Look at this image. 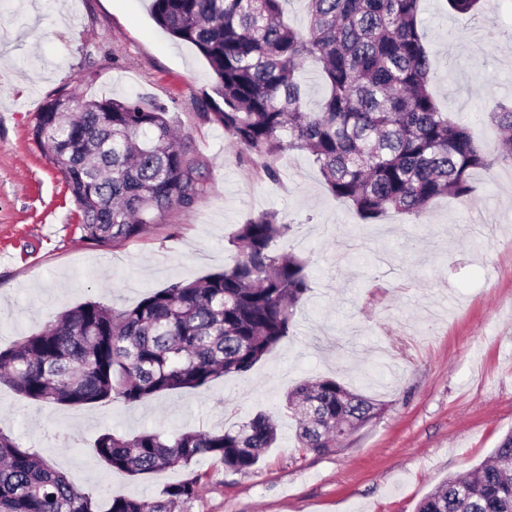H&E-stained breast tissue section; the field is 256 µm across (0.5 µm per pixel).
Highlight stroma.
I'll return each mask as SVG.
<instances>
[{"instance_id":"stroma-1","label":"stroma","mask_w":512,"mask_h":512,"mask_svg":"<svg viewBox=\"0 0 512 512\" xmlns=\"http://www.w3.org/2000/svg\"><path fill=\"white\" fill-rule=\"evenodd\" d=\"M419 18L441 110L493 150L485 103L512 100V43L490 42L446 0H422ZM212 79L199 51L155 22L151 0H0V348L87 299L120 309L223 270L235 225L266 210L294 223L285 246L307 259L310 286L288 338L246 377L131 406L38 403L0 384V431L95 494L152 501L201 474L184 512H415L512 431V164L476 171L474 199L366 224L328 192L307 153L283 156L277 183L260 159L240 155L205 104ZM61 92L164 103L202 164L200 201L138 240H86L61 175L31 138L38 111ZM340 357L348 371L337 372ZM333 376L384 409L340 447L305 452L285 397ZM260 411L276 417L279 438L247 474L209 458L134 479L109 473L93 448L106 431H217ZM60 427L71 442L49 440Z\"/></svg>"}]
</instances>
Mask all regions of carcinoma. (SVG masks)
<instances>
[{
  "label": "carcinoma",
  "mask_w": 512,
  "mask_h": 512,
  "mask_svg": "<svg viewBox=\"0 0 512 512\" xmlns=\"http://www.w3.org/2000/svg\"><path fill=\"white\" fill-rule=\"evenodd\" d=\"M288 2L151 5L162 29L206 58L212 119L240 153L262 160L266 178L280 180L285 153L305 151L336 200L374 221L389 210L418 218L438 197L471 200L476 170L512 162V102L488 101L505 133L494 157L440 110L420 0H304L305 30L285 23ZM446 2L457 14L481 17L490 38L512 41L490 0ZM309 64L324 86L316 111L307 108L302 82ZM31 136L65 180L84 237L97 244L139 239L204 193L201 164L167 106L140 95L83 102L59 94L37 113ZM293 229L276 212H261L232 234L224 270L172 283L130 307L87 301L61 312L42 331L0 348V383L61 406L135 405L250 372L289 335L309 291L306 260L279 247ZM285 406L297 418L298 447L316 455L382 410L335 378L294 388ZM277 436L272 417L259 413L219 431H107L94 447L110 470L132 478L206 457L248 473ZM201 479L171 483L152 502L135 494L103 502L0 431V512H179L198 498ZM416 512H512V431L488 460L423 497Z\"/></svg>",
  "instance_id": "cac0c4a2"
}]
</instances>
